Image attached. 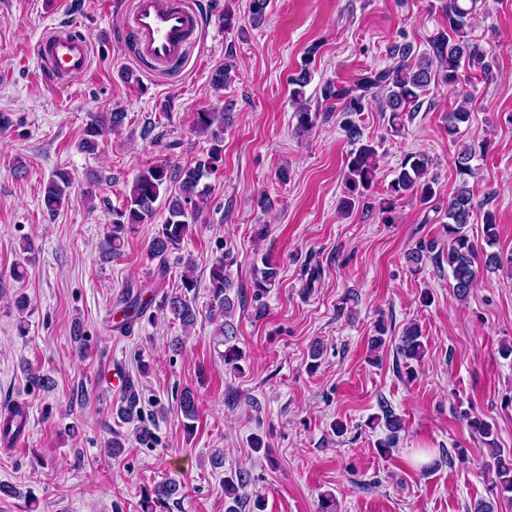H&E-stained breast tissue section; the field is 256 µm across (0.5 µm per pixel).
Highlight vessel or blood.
Instances as JSON below:
<instances>
[{
  "label": "vessel or blood",
  "instance_id": "b4317fda",
  "mask_svg": "<svg viewBox=\"0 0 512 512\" xmlns=\"http://www.w3.org/2000/svg\"><path fill=\"white\" fill-rule=\"evenodd\" d=\"M203 18L192 0H132L125 13L124 34L130 35L138 59L151 70L179 65L202 29ZM89 37L77 27L44 34L35 53L41 75L55 84L86 73Z\"/></svg>",
  "mask_w": 512,
  "mask_h": 512
}]
</instances>
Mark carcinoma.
<instances>
[{
  "mask_svg": "<svg viewBox=\"0 0 512 512\" xmlns=\"http://www.w3.org/2000/svg\"><path fill=\"white\" fill-rule=\"evenodd\" d=\"M478 0H442V18L446 25L428 39V49L412 64L408 59L412 56L409 45L397 46L393 50V58L397 62L382 70H371L364 73L351 88H336L326 82L322 86L323 100L344 98L347 100L345 111L359 112L362 110L364 99L375 93L385 94L386 106L389 109V123L393 132L401 129L403 116L414 111L420 104V99L426 95L431 83L456 87L461 83V77L468 71H478L488 74L491 63L483 48L470 39L469 30L473 20L478 15ZM270 0H249V22L254 27L263 25L266 19V9ZM310 83V71L307 65H302L300 71L290 78L293 85L292 95L296 104V132L305 134L311 131L319 119V114L311 111L305 98V88ZM471 99L464 96L461 102L448 112V137L456 139L460 133V124L470 118ZM127 117L124 112H111L99 118L86 129L83 148L93 151L98 146V137L105 130L112 131L121 127ZM224 113L201 111L195 114L194 129L199 134L210 135L211 146L195 165L188 168L174 167L167 163L155 164L140 171L132 182L129 193L125 195L123 208L114 211L110 231L103 243L107 254L120 253L126 226L129 224H144L155 215V203L161 192L168 193L165 200L167 215L161 228L150 240L149 254L159 260L158 275L166 276L167 257L179 248L188 231L190 213L200 207L206 197V186L201 181L212 174L216 164L222 160V129ZM345 133L352 144L356 145L350 152L345 172L347 196L342 201V208L351 211L362 191L373 184L378 170V156L375 148L362 142L359 126L346 122ZM473 149L463 144L454 156L456 175L460 185L456 192L448 197V207L445 211L446 232L448 234V251L446 261L454 281L453 292L456 298L464 301L468 298L482 267L512 268V253L504 256L494 250L498 243L496 218L490 211L483 216V244L479 245L470 238L467 226L470 224L475 204L472 189L468 186L469 179L475 172L471 165ZM433 167L429 155L417 152L410 153L403 159L395 178L389 183L386 198L382 201V212L388 213L396 201L408 194L422 203L429 202L435 196V177L431 175ZM178 184V190L168 192L169 184ZM73 179L63 170L56 172L46 183L43 193V203L47 210H58L67 198ZM280 274L278 264L270 257L262 259V266L253 268L252 284L255 295L264 294L274 286ZM232 281L224 273V257H219L213 264L210 278V319L215 324V339L224 346L220 357L224 365L234 370L239 369L238 362L242 360L241 351L232 344L234 324L229 320L235 307V300L230 297ZM156 294L145 296L140 290L128 292L124 299L122 318L119 326L125 329L140 319L147 310L155 306L159 310L171 313L173 319L179 321L187 330L195 325L199 315L196 305L186 294L174 293L155 301ZM396 354L406 361H418L424 355V344L419 325L407 326L395 345ZM180 409L189 420L187 427H192V421L198 416V398L193 391L187 389L181 392ZM382 416L380 420L387 431L385 438L378 442V447L386 453L396 447L399 433L404 429L403 421L387 403L380 405ZM9 416L0 422V433L5 436H16L24 430L27 422V412L19 406L8 408ZM163 413L159 408L149 414L145 411L142 392L139 385L131 378L127 379L119 404L116 406L117 418L133 425L135 441L142 446H150L155 441V415ZM470 425L484 439L488 446L489 457L493 459L496 480L494 488L496 497L512 501V458L501 454L495 439L492 438L490 425L480 419L470 420ZM252 485V474L248 469H238L224 478V498L227 504L226 512H242L246 505H251V512H263L264 503L255 500L245 493ZM180 485L172 481L155 484L145 497L144 512H170L171 506H177Z\"/></svg>",
  "mask_w": 512,
  "mask_h": 512,
  "instance_id": "obj_1",
  "label": "carcinoma"
}]
</instances>
